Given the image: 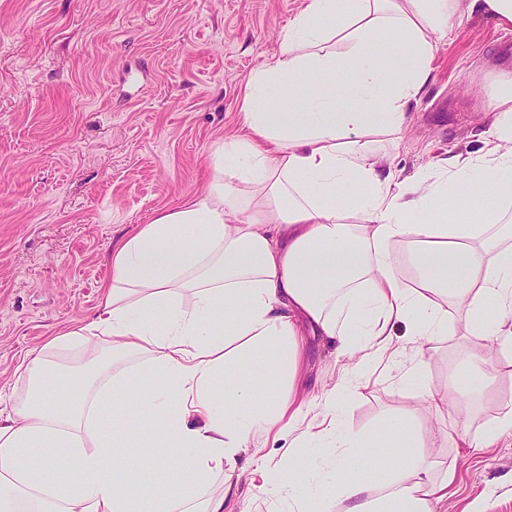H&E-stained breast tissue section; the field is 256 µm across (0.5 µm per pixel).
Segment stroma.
Listing matches in <instances>:
<instances>
[{
  "label": "stroma",
  "mask_w": 512,
  "mask_h": 512,
  "mask_svg": "<svg viewBox=\"0 0 512 512\" xmlns=\"http://www.w3.org/2000/svg\"><path fill=\"white\" fill-rule=\"evenodd\" d=\"M302 0H0V411L23 394L16 368L59 332L88 320L111 277L113 246L158 213L200 196L213 153L239 133L246 83L280 45ZM512 70V28L476 15L454 27L430 65L390 163L400 177L451 153L483 149L493 77ZM426 357L425 385L471 395L472 424L512 400V364L475 393L464 327ZM304 388L320 393L340 365L311 338ZM399 370L374 371L342 414L368 433L415 403ZM428 462L457 461L436 512H512V442L454 448L435 416H416ZM248 481L224 512H292Z\"/></svg>",
  "instance_id": "35a3bbf8"
}]
</instances>
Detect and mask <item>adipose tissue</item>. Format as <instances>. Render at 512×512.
<instances>
[{
    "label": "adipose tissue",
    "mask_w": 512,
    "mask_h": 512,
    "mask_svg": "<svg viewBox=\"0 0 512 512\" xmlns=\"http://www.w3.org/2000/svg\"><path fill=\"white\" fill-rule=\"evenodd\" d=\"M476 14L512 25V0H304L279 52L250 76L244 132L218 143L202 195L117 244L95 314L23 358L26 393L0 416V512H224L213 484L232 481L247 449L253 480L296 505L325 482L321 512H435L456 464L423 458L419 410L440 419L446 442L491 448L512 438L511 402L475 430L467 404L428 387L419 407L370 433L336 426L372 367L409 355L422 377L449 311L472 348L512 350V72L493 80L481 153L403 180L390 166L442 38ZM325 75L353 107L337 110L319 93ZM286 85L300 95L284 111ZM477 190L489 206L472 207ZM461 209L471 223H459ZM401 243L418 272L411 287L394 271L391 248ZM311 336L336 341L343 364L336 383L308 399L299 387ZM77 346L90 371L65 402L49 380L66 372L59 352ZM256 359L270 364L263 392L239 377ZM131 369L150 378L135 430L125 415ZM249 404L253 415L239 418ZM284 437L293 448L328 442L324 469L295 456L269 466L263 441ZM141 438L166 475L147 489L117 478L124 448ZM186 449L187 473L176 463ZM368 470L377 485L364 480Z\"/></svg>",
    "instance_id": "1"
}]
</instances>
